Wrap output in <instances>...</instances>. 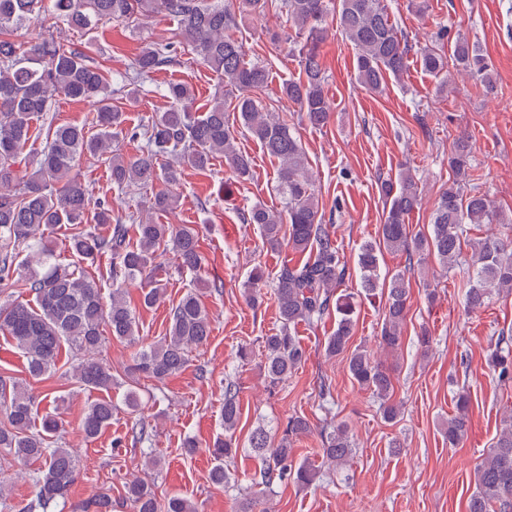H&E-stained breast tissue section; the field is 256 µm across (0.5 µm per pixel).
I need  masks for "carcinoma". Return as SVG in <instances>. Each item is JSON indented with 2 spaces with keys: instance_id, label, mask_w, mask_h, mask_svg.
<instances>
[{
  "instance_id": "carcinoma-1",
  "label": "carcinoma",
  "mask_w": 512,
  "mask_h": 512,
  "mask_svg": "<svg viewBox=\"0 0 512 512\" xmlns=\"http://www.w3.org/2000/svg\"><path fill=\"white\" fill-rule=\"evenodd\" d=\"M269 0H55L56 16L77 32H89L104 22L123 21L164 13L177 20L181 44L224 82V96L216 98L206 111L194 110V93L183 83L165 88L169 106L151 122L128 131L143 140L141 154L127 158L113 147L123 133L125 113L112 105V76L96 64L84 50L43 37L22 43L11 38L10 29L27 22L45 26L43 0H0V293L19 274L14 260L20 247L33 250L35 266H27L26 290L29 299H9L0 305V330L23 354L30 376L40 378L57 370L60 350L68 345L74 353L73 376L81 386L110 389L115 384L112 366L99 357L104 333L136 344L139 323L126 300L122 283L151 277L154 260L162 246L172 247L181 268L195 270L201 264L199 237L190 224H152L135 214L121 216L104 201L91 202L80 179L77 165L84 156L108 155L112 186L120 191L151 188L161 182L177 184L181 170L207 169L221 154L233 178L240 182L251 174V160L235 146V131L224 111L225 99L241 128L257 141L264 152L279 162L277 191L281 208L257 204L245 215L255 224L264 243L272 250L283 242L306 258L283 265L273 288L280 327L263 338L264 372L270 385L285 380L302 362L303 351L293 329L300 323L315 324L336 314V329L324 342L326 356L349 354L348 371L363 389L380 401L384 421L392 423L400 415L391 401L390 375L362 348L350 349L356 322L354 297L338 292L347 277V267L339 252L331 225L325 223L319 207L318 190L300 140L288 121L268 111L259 100L269 83L268 68L246 60L243 42L228 31L244 19L261 16ZM294 33L275 35L274 41L286 53L298 58L303 77L284 82L282 97L299 106L302 119L312 127L327 124L331 107L324 93L320 64V43L327 17L336 15L340 31L355 53L356 83L371 91L383 88L387 78L399 77L407 68L410 54L420 55L424 69L440 88L449 85L451 69L469 71L480 80L484 92L495 91L490 67L475 44L455 35L451 54L439 49L450 31L443 28L434 43L411 41L389 20L384 0H280ZM176 62L172 43L149 44L133 59L125 75L115 82L116 92L135 99L142 81L154 71ZM57 94L95 105L94 123L98 132L88 134L83 126L60 125L48 129L46 145L35 155V168L21 166V156L33 138V120L50 110ZM472 147L467 137L453 142L448 157L452 180L441 190L434 204L431 224L425 232H411L407 216L421 203L418 183L408 172L381 185L384 221L378 239L359 249L357 268L362 291L369 297L382 292L386 304L382 312L379 347L400 346L408 315L410 284L405 273L381 278L379 256L384 250L403 252L408 265L423 264L433 258L443 269L466 266L465 304L476 309L485 304L492 289L512 290V238L494 233L469 240L471 257L462 253V237L469 224H503L504 213L494 200L470 185ZM177 197L160 191L150 197L149 208L167 211ZM94 206L95 223L106 225L109 234L87 230L72 238L70 250L81 261H90L101 252L112 253L121 280H113L109 301L101 289L70 265L58 262L49 246L51 233L63 224H81L89 206ZM134 228L136 244L128 240ZM265 271L253 268L244 282V296L255 302L266 286ZM165 289L155 285L145 289L141 305L152 308ZM211 321L197 290L186 292L169 311L164 336L137 351L130 372L155 383L182 371L189 354L210 337ZM497 340L488 364L501 382L512 380V350ZM470 399L457 396L456 412L448 418L445 434L448 446L463 441L468 432ZM0 449L17 464L13 478L32 481L40 505L46 507L68 495L78 471L74 451L56 440L61 423L53 414L38 416L34 396L19 382L0 376ZM113 405L101 400L88 407L81 428L86 438H96L112 421ZM41 425H36V418ZM241 418L239 392L234 383L224 387V434L212 444L214 464L209 479L216 486L230 483L229 466L238 451L235 436ZM309 421L299 415L288 417L280 437L263 429L249 437V447L261 461L253 485L262 491L293 481L304 487L312 484L318 471L301 462L293 464V439L309 433ZM152 429L135 423L128 436L119 438L132 446L151 441ZM322 454L327 466L346 462L353 444L346 428L331 425L324 431ZM43 461L41 470L30 473L27 463ZM475 491L467 512H512V414L486 457L476 467ZM125 498L136 512H196L192 501L173 495L160 502L147 479L136 477L124 486ZM79 512H112V496L101 492L77 506Z\"/></svg>"
}]
</instances>
